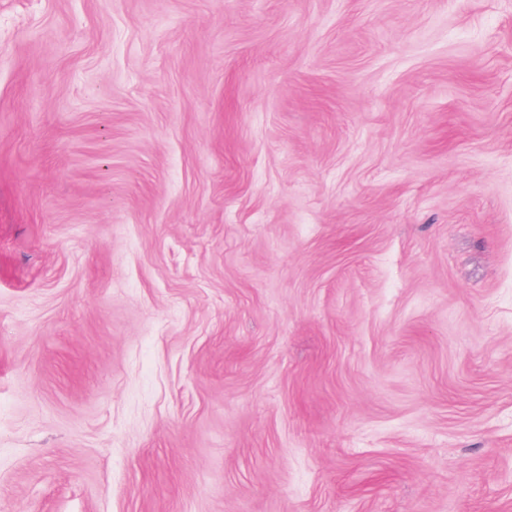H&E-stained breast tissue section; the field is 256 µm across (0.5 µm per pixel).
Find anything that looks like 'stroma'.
Returning <instances> with one entry per match:
<instances>
[{
    "label": "stroma",
    "instance_id": "1",
    "mask_svg": "<svg viewBox=\"0 0 512 512\" xmlns=\"http://www.w3.org/2000/svg\"><path fill=\"white\" fill-rule=\"evenodd\" d=\"M0 512H512V0H0Z\"/></svg>",
    "mask_w": 512,
    "mask_h": 512
}]
</instances>
